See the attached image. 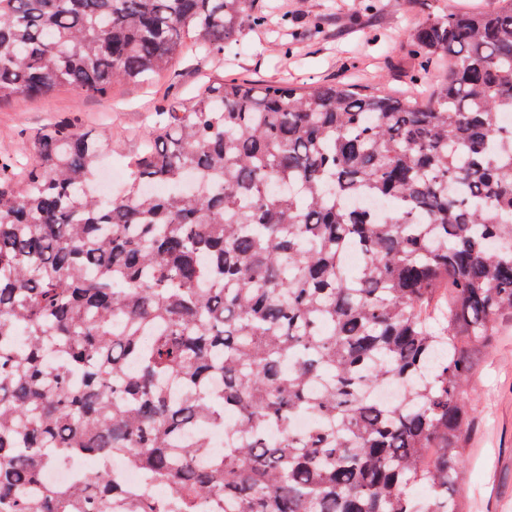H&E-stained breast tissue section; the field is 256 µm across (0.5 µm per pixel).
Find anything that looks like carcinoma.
Returning a JSON list of instances; mask_svg holds the SVG:
<instances>
[{"mask_svg":"<svg viewBox=\"0 0 512 512\" xmlns=\"http://www.w3.org/2000/svg\"><path fill=\"white\" fill-rule=\"evenodd\" d=\"M270 20L253 0H0V101L104 95ZM412 45L438 66L428 96L206 83L109 198L107 145L73 127L22 169L0 154V508L460 512L469 353L512 321V0L428 18ZM70 453L96 469L41 485Z\"/></svg>","mask_w":512,"mask_h":512,"instance_id":"cac0c4a2","label":"carcinoma"}]
</instances>
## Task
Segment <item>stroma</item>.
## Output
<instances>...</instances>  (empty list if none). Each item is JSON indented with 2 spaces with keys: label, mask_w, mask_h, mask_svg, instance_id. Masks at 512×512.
<instances>
[{
  "label": "stroma",
  "mask_w": 512,
  "mask_h": 512,
  "mask_svg": "<svg viewBox=\"0 0 512 512\" xmlns=\"http://www.w3.org/2000/svg\"><path fill=\"white\" fill-rule=\"evenodd\" d=\"M490 0H255L257 11L275 6L286 24L246 30L241 51L200 66L193 55L176 60L146 84H123L107 95H81L68 87L48 95L0 102V153L33 159L37 133L72 125L111 144L104 161L126 172L154 126L156 111L190 97L214 76L286 82L295 86L360 79L408 94H424L432 68L415 56L410 36L423 19L449 9L486 7ZM468 389L475 418L465 448L463 512H512V321L491 349L472 354Z\"/></svg>",
  "instance_id": "obj_1"
}]
</instances>
